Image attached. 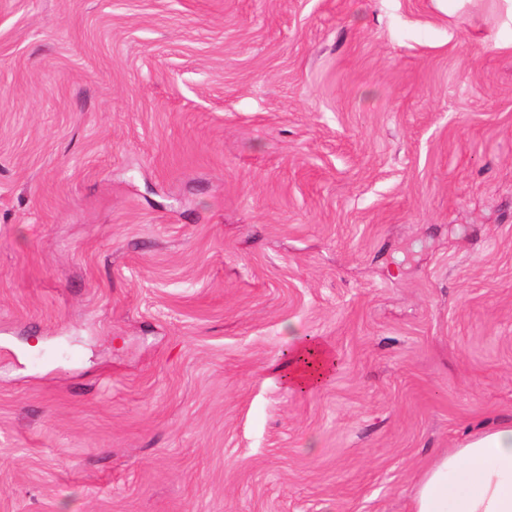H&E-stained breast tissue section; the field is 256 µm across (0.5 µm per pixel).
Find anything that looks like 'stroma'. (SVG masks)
<instances>
[{"instance_id":"35a3bbf8","label":"stroma","mask_w":512,"mask_h":512,"mask_svg":"<svg viewBox=\"0 0 512 512\" xmlns=\"http://www.w3.org/2000/svg\"><path fill=\"white\" fill-rule=\"evenodd\" d=\"M501 421L497 0H0V512H410ZM334 363V356L325 345L309 340L290 352L288 372L283 379L289 388L312 392L328 379Z\"/></svg>"}]
</instances>
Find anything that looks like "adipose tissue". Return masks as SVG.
Masks as SVG:
<instances>
[{"instance_id": "adipose-tissue-1", "label": "adipose tissue", "mask_w": 512, "mask_h": 512, "mask_svg": "<svg viewBox=\"0 0 512 512\" xmlns=\"http://www.w3.org/2000/svg\"><path fill=\"white\" fill-rule=\"evenodd\" d=\"M333 365L332 352L309 340L291 351L284 380L311 392ZM410 512H512V421L484 427L439 454L419 475Z\"/></svg>"}]
</instances>
